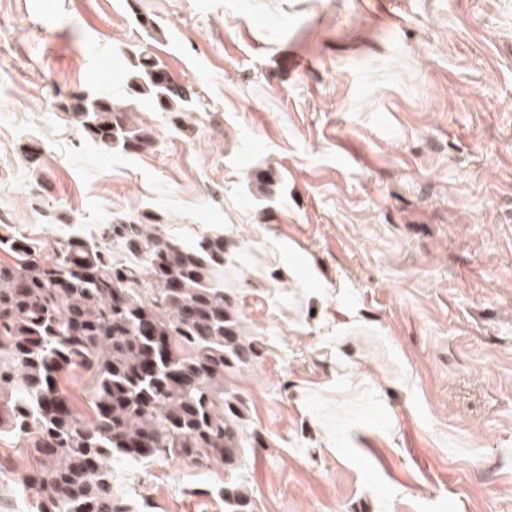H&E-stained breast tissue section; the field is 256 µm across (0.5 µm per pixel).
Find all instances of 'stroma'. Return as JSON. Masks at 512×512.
<instances>
[{"label": "stroma", "mask_w": 512, "mask_h": 512, "mask_svg": "<svg viewBox=\"0 0 512 512\" xmlns=\"http://www.w3.org/2000/svg\"><path fill=\"white\" fill-rule=\"evenodd\" d=\"M143 46L200 100L103 152L60 96H124ZM141 212L237 241L260 354L238 468L113 463L133 512H225L228 479L251 512H512V0H0V224ZM31 464L0 438L7 512Z\"/></svg>", "instance_id": "obj_1"}]
</instances>
